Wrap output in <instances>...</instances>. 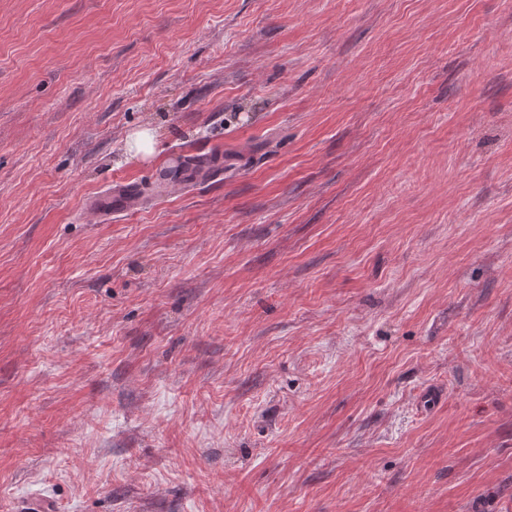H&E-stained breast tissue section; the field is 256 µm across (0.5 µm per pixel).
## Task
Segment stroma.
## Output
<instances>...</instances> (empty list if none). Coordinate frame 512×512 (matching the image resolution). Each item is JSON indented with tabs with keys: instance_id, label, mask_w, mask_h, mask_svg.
I'll use <instances>...</instances> for the list:
<instances>
[{
	"instance_id": "35a3bbf8",
	"label": "stroma",
	"mask_w": 512,
	"mask_h": 512,
	"mask_svg": "<svg viewBox=\"0 0 512 512\" xmlns=\"http://www.w3.org/2000/svg\"><path fill=\"white\" fill-rule=\"evenodd\" d=\"M31 497L512 512V0H0V512ZM127 153L142 160H151L156 156L155 132L146 127L132 132L126 140Z\"/></svg>"
}]
</instances>
